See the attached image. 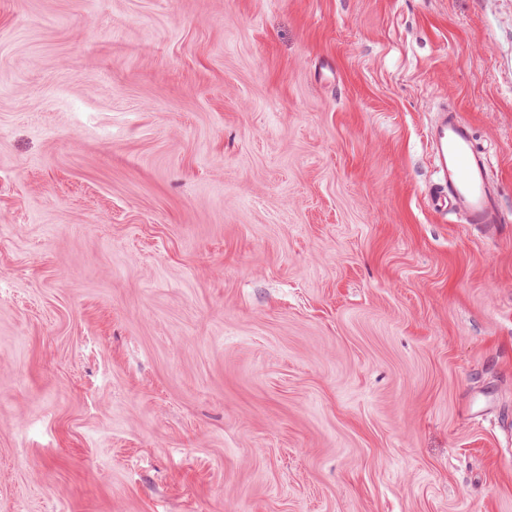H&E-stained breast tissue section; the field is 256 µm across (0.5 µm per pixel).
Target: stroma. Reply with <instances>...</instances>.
<instances>
[{"label": "stroma", "mask_w": 512, "mask_h": 512, "mask_svg": "<svg viewBox=\"0 0 512 512\" xmlns=\"http://www.w3.org/2000/svg\"><path fill=\"white\" fill-rule=\"evenodd\" d=\"M512 0H0V512H512ZM434 153L437 182L429 189L432 208L459 214L466 224L498 235L505 217L498 189L489 178L488 161L476 146L470 124L457 110L438 112L428 131Z\"/></svg>", "instance_id": "1"}]
</instances>
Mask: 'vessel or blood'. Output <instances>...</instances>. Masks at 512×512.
Returning a JSON list of instances; mask_svg holds the SVG:
<instances>
[{"mask_svg": "<svg viewBox=\"0 0 512 512\" xmlns=\"http://www.w3.org/2000/svg\"><path fill=\"white\" fill-rule=\"evenodd\" d=\"M427 138L437 173V181L429 189L433 209L459 214L465 223L498 235L507 219L499 191L489 178L487 158L478 149L470 124L460 112L444 109Z\"/></svg>", "mask_w": 512, "mask_h": 512, "instance_id": "obj_1", "label": "vessel or blood"}]
</instances>
